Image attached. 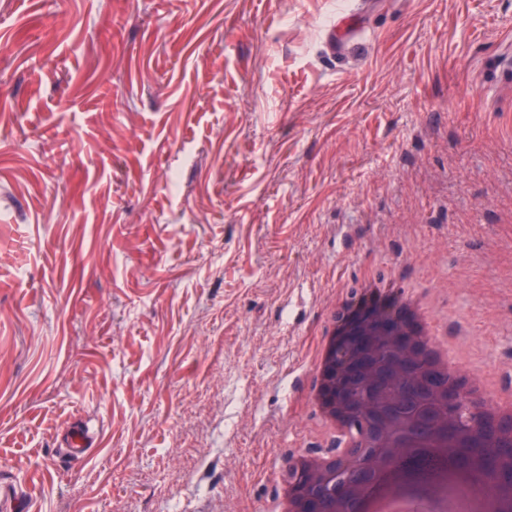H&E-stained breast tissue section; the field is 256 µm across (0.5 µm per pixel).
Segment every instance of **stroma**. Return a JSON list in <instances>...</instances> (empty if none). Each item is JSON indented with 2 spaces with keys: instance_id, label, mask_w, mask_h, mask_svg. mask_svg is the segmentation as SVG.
Wrapping results in <instances>:
<instances>
[{
  "instance_id": "obj_1",
  "label": "stroma",
  "mask_w": 512,
  "mask_h": 512,
  "mask_svg": "<svg viewBox=\"0 0 512 512\" xmlns=\"http://www.w3.org/2000/svg\"><path fill=\"white\" fill-rule=\"evenodd\" d=\"M380 2L332 61L354 0H0V473L38 512H275L368 279L512 393V0ZM352 16V13L348 16L343 14L338 16L336 22L324 32V40L334 57L343 54L348 44L356 37V27L349 19ZM94 442L95 434L90 431L88 423L82 422L68 428L61 448H64V456L69 460L81 461L94 447Z\"/></svg>"
}]
</instances>
